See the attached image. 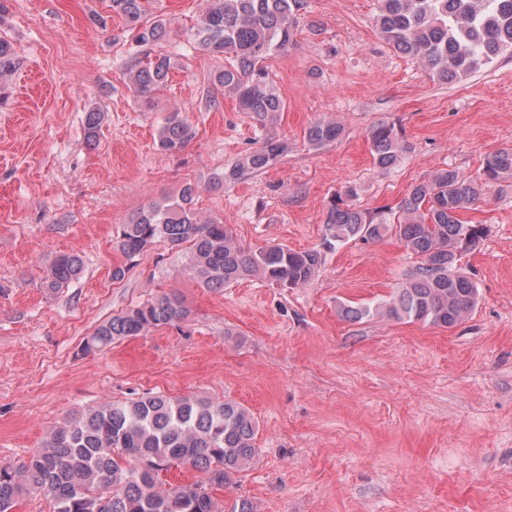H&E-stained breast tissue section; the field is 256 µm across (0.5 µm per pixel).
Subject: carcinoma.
Here are the masks:
<instances>
[{
	"instance_id": "carcinoma-1",
	"label": "carcinoma",
	"mask_w": 512,
	"mask_h": 512,
	"mask_svg": "<svg viewBox=\"0 0 512 512\" xmlns=\"http://www.w3.org/2000/svg\"><path fill=\"white\" fill-rule=\"evenodd\" d=\"M112 12L136 30L138 47L167 35L165 21L151 16V0H110ZM376 27L397 53L416 60L432 80L446 84L491 63L512 48V0H378ZM308 0H207L193 32L194 48L224 59L212 77L214 86L233 98L239 111L260 123L284 111L264 65L274 53L288 51ZM13 44L0 40V104L16 68ZM171 58L143 53L129 68L134 95L145 102L168 80ZM343 126L318 121L304 138L314 148L342 137ZM195 137L180 113H170L159 131L158 148L167 155L182 151ZM370 152L379 170L390 168L401 146L395 125L381 122L369 134ZM287 147L267 137L232 168L215 174L217 188L259 173L281 160ZM485 181L512 175V149L488 154ZM194 189L180 197L152 202L122 225L118 247L132 263L157 242L189 252L190 274L203 288L219 291L258 276L283 288L308 284L319 272L318 250L297 251L283 244L251 248L241 245L231 225L201 221L192 208ZM482 199L479 185L450 169H438L408 190L398 210L375 213L332 199L325 224L332 242H370L396 236L420 264L399 289L388 313L396 318L450 327L475 307L478 288L456 270L458 254L469 251L486 234L482 224H465L462 212ZM81 269L75 255L61 254L45 282L56 289ZM189 314L174 293L157 294L115 314L85 340L84 351L140 336L172 325ZM257 421L243 405L210 397L148 393L115 400L62 423L43 447L14 467L0 465V512H14L20 498L39 493L52 512H258L245 498L221 505L214 490L248 470L258 456ZM195 470L208 475L180 485L164 482L160 472Z\"/></svg>"
}]
</instances>
